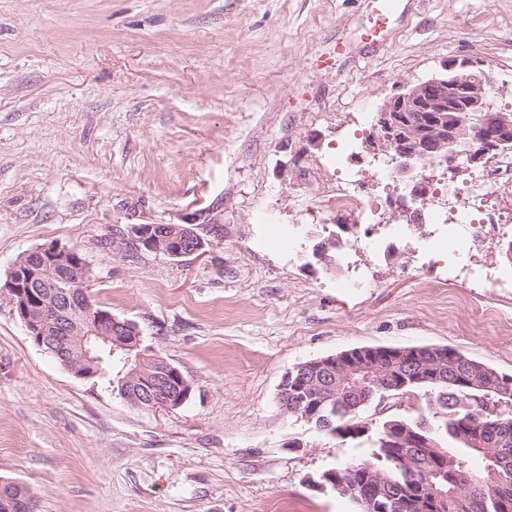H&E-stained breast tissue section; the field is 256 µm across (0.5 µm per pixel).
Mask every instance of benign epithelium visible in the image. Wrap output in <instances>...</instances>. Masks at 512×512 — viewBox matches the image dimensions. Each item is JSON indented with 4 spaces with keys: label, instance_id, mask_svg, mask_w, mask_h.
<instances>
[{
    "label": "benign epithelium",
    "instance_id": "benign-epithelium-1",
    "mask_svg": "<svg viewBox=\"0 0 512 512\" xmlns=\"http://www.w3.org/2000/svg\"><path fill=\"white\" fill-rule=\"evenodd\" d=\"M490 73L479 60L470 58L448 60L442 71L416 84L404 86L378 109L377 124L368 141L369 150L383 153L395 161L394 177L398 181L416 180V168L423 164L444 166L455 173L465 165L486 163L500 153L512 151V116L493 104L489 96ZM168 224H137L128 229L131 241L146 249L165 253L173 258L183 256L191 247L198 252V232L178 226L176 232L162 237L160 231ZM177 249H168L170 243ZM76 250L57 245H43L23 253L12 265L7 286L0 290L6 295L12 310L23 323L26 336L55 357L57 362L79 379L87 378L81 367L95 363L87 348L90 337L128 352L136 353L135 367L121 381V389L130 402L139 401L141 389L151 393L152 409L175 408L189 396L191 388L183 381L182 372L167 367L163 374L149 371L144 355L139 352L140 330L130 322H121L109 311H93L88 303H78L72 287L86 286L89 278L87 263L75 256ZM43 280L47 287L35 292L28 287L34 280ZM88 308L84 324L75 328L71 339L60 347L54 336L57 328L71 321L73 309ZM431 353L435 362L418 366L423 350ZM383 347L381 353L387 366L372 361L374 347L344 350L335 355L337 363L315 360V370L333 373L332 387L346 390L363 376L381 384L385 369L398 366L416 370L415 377H434V368L448 358V347ZM180 385L173 386V381Z\"/></svg>",
    "mask_w": 512,
    "mask_h": 512
}]
</instances>
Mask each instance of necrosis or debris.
Segmentation results:
<instances>
[{"label":"necrosis or debris","mask_w":512,"mask_h":512,"mask_svg":"<svg viewBox=\"0 0 512 512\" xmlns=\"http://www.w3.org/2000/svg\"><path fill=\"white\" fill-rule=\"evenodd\" d=\"M336 170L347 179L346 184L337 185L328 196L330 208L361 212L363 202L355 188L358 172L354 167V155L342 152L336 156ZM418 181L424 186V193L405 188L395 195L402 204L419 208L422 221L426 224L448 226L449 243L454 244L453 259L448 266L449 279H456L462 272H469L473 279L490 287L507 285L512 287V273L497 268H474L471 249L480 238L479 223L484 215L495 214L498 223L512 228V207L495 209L494 198L501 183L512 182V154L503 157L492 169L478 172L467 187L454 184L436 186L433 169L422 164Z\"/></svg>","instance_id":"1"}]
</instances>
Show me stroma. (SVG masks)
I'll return each mask as SVG.
<instances>
[{"instance_id":"stroma-1","label":"stroma","mask_w":512,"mask_h":512,"mask_svg":"<svg viewBox=\"0 0 512 512\" xmlns=\"http://www.w3.org/2000/svg\"><path fill=\"white\" fill-rule=\"evenodd\" d=\"M408 9L368 59L367 0H0V283L28 250L79 248L91 302L192 384L178 408L134 407L34 345L0 297V477L38 512H357L307 479L370 444L284 414L287 371L445 345L512 375V288L425 290L448 275L447 254L422 248L432 225L384 236L374 259L353 246L360 217L324 206L337 122L365 142L359 112L454 57L512 75V0ZM339 41L346 57L320 68ZM189 221L206 245L186 257L127 241L132 224ZM331 233L348 258L327 266L313 250ZM351 263L368 287H345ZM427 412L419 393L362 418Z\"/></svg>"}]
</instances>
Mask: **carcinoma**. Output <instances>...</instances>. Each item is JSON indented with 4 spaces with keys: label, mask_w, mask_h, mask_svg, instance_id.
Listing matches in <instances>:
<instances>
[{
    "label": "carcinoma",
    "mask_w": 512,
    "mask_h": 512,
    "mask_svg": "<svg viewBox=\"0 0 512 512\" xmlns=\"http://www.w3.org/2000/svg\"><path fill=\"white\" fill-rule=\"evenodd\" d=\"M98 362L118 367L117 379L128 371V354L100 344ZM293 380L306 385L303 390L288 388V416L302 420L328 434L359 415L363 402L380 397L377 387L365 383L356 394L331 397L311 384H326V376L311 371L292 370ZM440 382H423L406 387L430 396L429 416L408 420L389 417L355 436L340 441L366 439L372 450L368 457L323 470L311 484L336 479V492L360 507V512H421L418 506L425 486L433 485L445 493L448 503L438 512H505L512 502V426L496 425L498 417L487 414L478 419L470 410L471 397H487L504 407H512V385L504 388L505 376L494 368L448 349V361ZM436 440L448 452L440 459L430 448L413 447L412 437ZM480 460L482 471L472 470Z\"/></svg>",
    "instance_id": "cac0c4a2"
}]
</instances>
